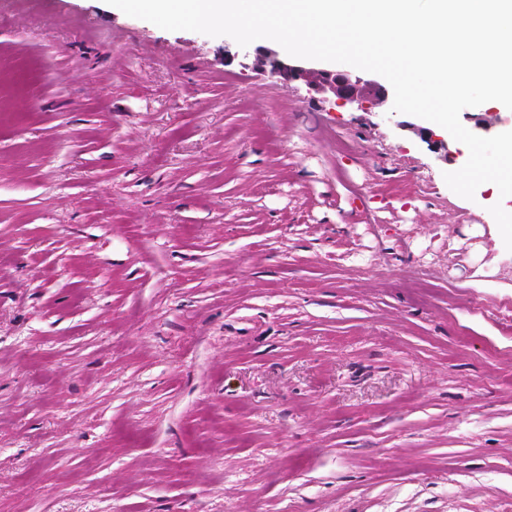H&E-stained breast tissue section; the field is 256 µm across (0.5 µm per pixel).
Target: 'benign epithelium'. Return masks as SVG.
I'll list each match as a JSON object with an SVG mask.
<instances>
[{
    "label": "benign epithelium",
    "mask_w": 512,
    "mask_h": 512,
    "mask_svg": "<svg viewBox=\"0 0 512 512\" xmlns=\"http://www.w3.org/2000/svg\"><path fill=\"white\" fill-rule=\"evenodd\" d=\"M251 60L252 65L277 81L302 80L317 92L330 93L344 105H359L366 100L385 101L388 89L376 76L367 72L338 71L322 67L317 61L281 56L261 47H241L236 52L224 49V63L231 64L237 58ZM401 127L419 135L431 148L444 146L439 134L429 128L403 122Z\"/></svg>",
    "instance_id": "benign-epithelium-1"
}]
</instances>
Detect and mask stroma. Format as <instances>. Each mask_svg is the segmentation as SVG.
<instances>
[{
	"label": "stroma",
	"mask_w": 512,
	"mask_h": 512,
	"mask_svg": "<svg viewBox=\"0 0 512 512\" xmlns=\"http://www.w3.org/2000/svg\"><path fill=\"white\" fill-rule=\"evenodd\" d=\"M224 43L0 0V512H512V196Z\"/></svg>",
	"instance_id": "obj_1"
}]
</instances>
